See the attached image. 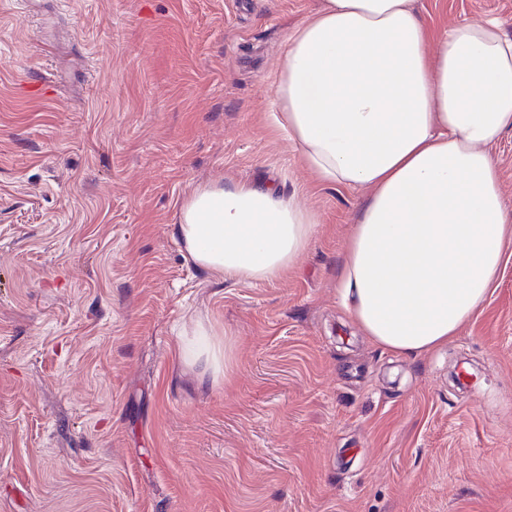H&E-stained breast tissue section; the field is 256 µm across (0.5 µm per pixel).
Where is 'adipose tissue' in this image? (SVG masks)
I'll return each instance as SVG.
<instances>
[{"label": "adipose tissue", "mask_w": 512, "mask_h": 512, "mask_svg": "<svg viewBox=\"0 0 512 512\" xmlns=\"http://www.w3.org/2000/svg\"><path fill=\"white\" fill-rule=\"evenodd\" d=\"M274 119L319 183L370 190L336 280L351 320L400 354L447 344L512 237L488 151L512 131V36L489 18L435 39L413 0H323L287 39ZM318 222L273 183L237 181L198 186L175 234L211 275L264 281L296 264ZM195 333L193 364L224 374L225 343Z\"/></svg>", "instance_id": "ef3b65f1"}]
</instances>
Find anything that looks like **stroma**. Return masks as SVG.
Instances as JSON below:
<instances>
[{
  "label": "stroma",
  "instance_id": "stroma-1",
  "mask_svg": "<svg viewBox=\"0 0 512 512\" xmlns=\"http://www.w3.org/2000/svg\"><path fill=\"white\" fill-rule=\"evenodd\" d=\"M321 5L0 0V512H512V241L440 350L360 335L336 275L366 191L272 118ZM415 5L512 35V0ZM256 180L318 213L305 253L269 282L195 268L180 203ZM199 323L231 347L214 381L178 355Z\"/></svg>",
  "mask_w": 512,
  "mask_h": 512
}]
</instances>
